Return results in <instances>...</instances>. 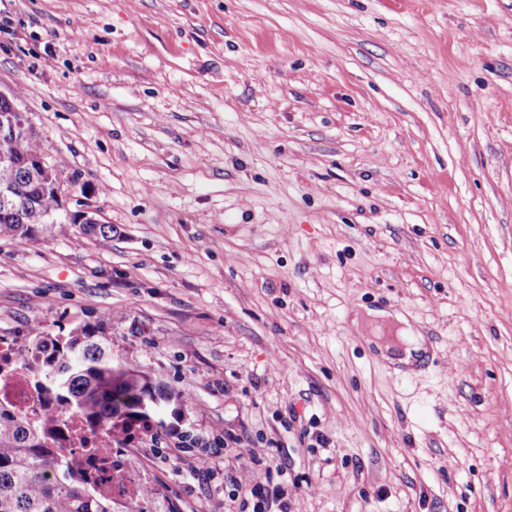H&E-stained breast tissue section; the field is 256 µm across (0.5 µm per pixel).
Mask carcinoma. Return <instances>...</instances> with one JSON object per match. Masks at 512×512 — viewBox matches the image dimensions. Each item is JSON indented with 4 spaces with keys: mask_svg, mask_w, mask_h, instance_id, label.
Instances as JSON below:
<instances>
[{
    "mask_svg": "<svg viewBox=\"0 0 512 512\" xmlns=\"http://www.w3.org/2000/svg\"><path fill=\"white\" fill-rule=\"evenodd\" d=\"M44 152L36 133L0 135V156L20 162ZM17 206L0 208V237L19 243L38 239L59 215L53 187L33 183L22 169L15 176ZM112 313L87 322L67 336H46L30 329L31 340L17 354L0 352V370L17 362L37 369L36 385L46 396L67 401L70 414L98 434L97 444L83 449L89 461L98 446L123 445L134 429L154 427L155 415L190 396L173 394L137 366L114 361L104 325ZM72 448L65 420L55 403L46 402L38 424L15 418L0 405V512H112V499L84 480L82 469L69 459Z\"/></svg>",
    "mask_w": 512,
    "mask_h": 512,
    "instance_id": "carcinoma-1",
    "label": "carcinoma"
}]
</instances>
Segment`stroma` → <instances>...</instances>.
Segmentation results:
<instances>
[{"instance_id": "obj_1", "label": "stroma", "mask_w": 512, "mask_h": 512, "mask_svg": "<svg viewBox=\"0 0 512 512\" xmlns=\"http://www.w3.org/2000/svg\"><path fill=\"white\" fill-rule=\"evenodd\" d=\"M5 7L0 92L112 236L0 237V336L110 312L190 395L130 443L160 512H512V0ZM366 317H369L372 321L375 322L378 320L384 322L386 320L395 319L397 323L404 325L403 327H400L398 333L402 340L406 341L405 348L400 349L394 343H375L379 357L382 360L392 365L409 366L419 358L418 356L420 355V352L426 351L422 336L413 331L411 325L405 318L399 315H392L388 311L382 309L368 310L366 312ZM371 320L365 319L363 316L356 314L352 320V323L356 327L360 328L364 322H371ZM252 496L257 498L254 504V512H288V504L281 502L284 496V489L280 483H274L272 480L267 481L266 485L255 486L251 489ZM273 505H277L278 511H266Z\"/></svg>"}]
</instances>
